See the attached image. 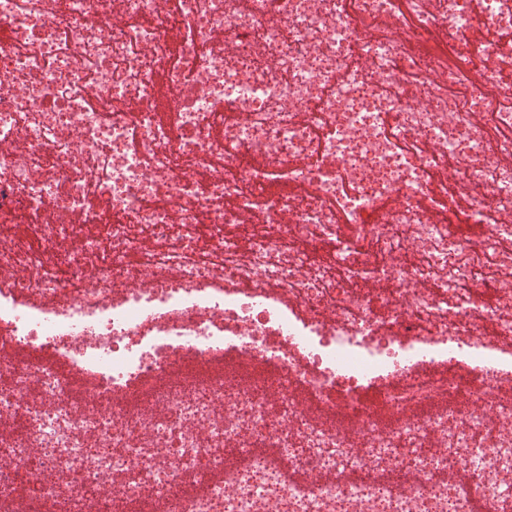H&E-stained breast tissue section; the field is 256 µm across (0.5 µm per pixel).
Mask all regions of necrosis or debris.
<instances>
[{"mask_svg": "<svg viewBox=\"0 0 512 512\" xmlns=\"http://www.w3.org/2000/svg\"><path fill=\"white\" fill-rule=\"evenodd\" d=\"M507 159L512 0H0V512H512Z\"/></svg>", "mask_w": 512, "mask_h": 512, "instance_id": "4bbe7bcc", "label": "necrosis or debris"}]
</instances>
